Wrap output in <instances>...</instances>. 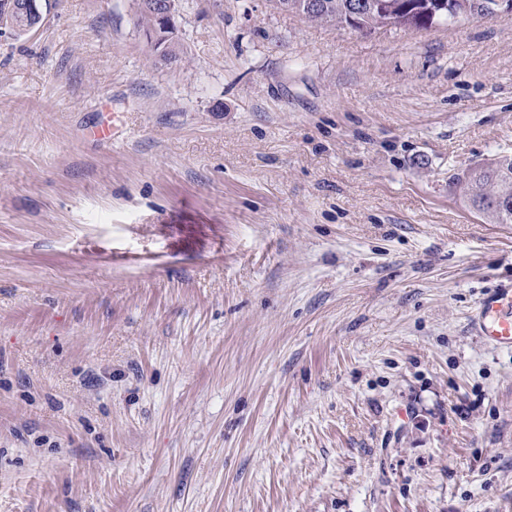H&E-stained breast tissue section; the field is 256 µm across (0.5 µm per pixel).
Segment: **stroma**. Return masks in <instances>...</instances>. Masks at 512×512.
<instances>
[{"label": "stroma", "instance_id": "stroma-1", "mask_svg": "<svg viewBox=\"0 0 512 512\" xmlns=\"http://www.w3.org/2000/svg\"><path fill=\"white\" fill-rule=\"evenodd\" d=\"M137 4L0 33V512H512V18ZM463 203L487 224H512V154L476 166L459 177ZM473 330L493 347H512V287L486 292L472 317Z\"/></svg>", "mask_w": 512, "mask_h": 512}]
</instances>
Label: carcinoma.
Returning a JSON list of instances; mask_svg holds the SVG:
<instances>
[{
    "mask_svg": "<svg viewBox=\"0 0 512 512\" xmlns=\"http://www.w3.org/2000/svg\"><path fill=\"white\" fill-rule=\"evenodd\" d=\"M283 10L319 25L340 24L355 31L373 33L387 26L428 30L446 19L448 7L463 17H488L491 0H277ZM41 22L0 12V27L28 33ZM174 27L161 31L155 42L161 60L178 61L177 53L162 50L173 42ZM456 191L463 203L488 224H512V154L476 166L457 179Z\"/></svg>",
    "mask_w": 512,
    "mask_h": 512,
    "instance_id": "1",
    "label": "carcinoma"
}]
</instances>
